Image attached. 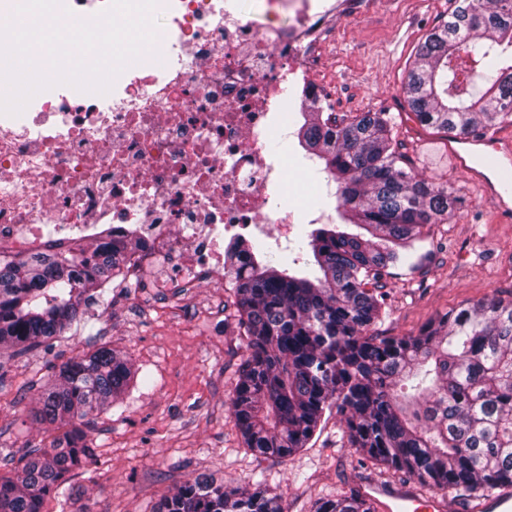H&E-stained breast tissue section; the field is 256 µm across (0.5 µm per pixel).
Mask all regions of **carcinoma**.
<instances>
[{"mask_svg":"<svg viewBox=\"0 0 512 512\" xmlns=\"http://www.w3.org/2000/svg\"><path fill=\"white\" fill-rule=\"evenodd\" d=\"M448 21L420 45L404 83L417 122L468 135L512 123V0H452ZM299 145L324 161L346 208L345 227L301 231L298 253L278 264L240 240L234 270L246 357L230 414L246 447L288 457L306 447L327 414L349 447L420 487L470 498L512 484V300L480 301L437 316L415 336L365 332L385 315L383 280L423 266L415 244L453 210L448 187L417 178L393 137V117L359 112L338 123L302 113ZM139 241L72 240L20 257L0 252V350L24 354L62 335L103 299ZM129 361L101 346L60 364L40 398L47 436L0 474V512H43L71 471L93 456L82 420L133 381ZM154 512H285L259 481L234 487L205 474L186 479ZM316 512H376L360 494L320 500Z\"/></svg>","mask_w":512,"mask_h":512,"instance_id":"cac0c4a2","label":"carcinoma"}]
</instances>
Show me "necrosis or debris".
<instances>
[{
    "label": "necrosis or debris",
    "instance_id": "4bbe7bcc",
    "mask_svg": "<svg viewBox=\"0 0 512 512\" xmlns=\"http://www.w3.org/2000/svg\"><path fill=\"white\" fill-rule=\"evenodd\" d=\"M354 0H161L157 53L110 92L60 85L37 109L0 114V250L57 236L136 237L130 272L154 285L222 277L225 237L293 225L285 161L270 152L295 118L285 91L320 96L317 48Z\"/></svg>",
    "mask_w": 512,
    "mask_h": 512
}]
</instances>
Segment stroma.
<instances>
[{"label":"stroma","mask_w":512,"mask_h":512,"mask_svg":"<svg viewBox=\"0 0 512 512\" xmlns=\"http://www.w3.org/2000/svg\"><path fill=\"white\" fill-rule=\"evenodd\" d=\"M448 0H370L339 19L326 41L327 62L315 79L326 88L320 105L336 116L387 112L406 162L422 178L447 185L458 200L443 223L425 228L419 251L429 253L416 273L397 267L386 278V314L378 336H413L434 317L483 299H512V215L501 214L482 188L467 180L448 149L447 134L422 128L401 84L417 51L448 14ZM288 160V177L310 178L301 198L302 224L338 223V199L311 203L327 184L318 163L296 138L272 142ZM231 282L171 288L147 279L112 283L85 320L54 337L48 349L0 354V473L14 469L45 438L35 419L41 385L54 365L99 346L116 350L144 376L110 408L88 415L95 457L76 470L64 496L43 512H152L191 474H212L231 486L266 480L282 493L287 512H314L323 497L383 481L380 470L349 448L339 417L324 420L307 448L287 458L246 448L229 400L246 354ZM406 484L402 475L388 478Z\"/></svg>","instance_id":"obj_1"}]
</instances>
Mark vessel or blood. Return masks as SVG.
I'll list each match as a JSON object with an SVG mask.
<instances>
[{
	"instance_id": "vessel-or-blood-1",
	"label": "vessel or blood",
	"mask_w": 512,
	"mask_h": 512,
	"mask_svg": "<svg viewBox=\"0 0 512 512\" xmlns=\"http://www.w3.org/2000/svg\"><path fill=\"white\" fill-rule=\"evenodd\" d=\"M460 169L468 178L482 186L486 196L494 199L499 208L512 211V141H498L491 137H460L451 148ZM364 494L377 506L379 512H443L444 504L438 498L421 499L405 486L366 484ZM474 512H512V488L503 486L482 498Z\"/></svg>"
}]
</instances>
